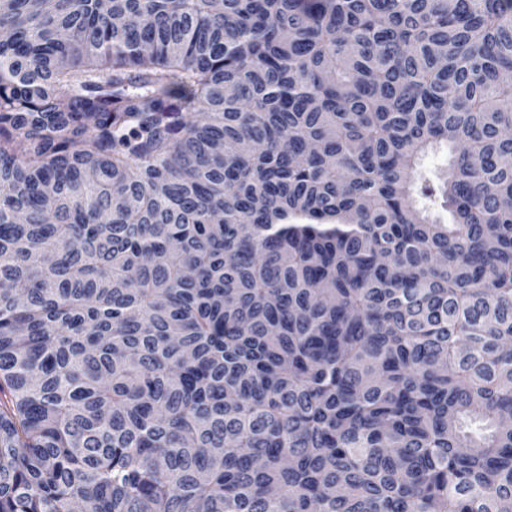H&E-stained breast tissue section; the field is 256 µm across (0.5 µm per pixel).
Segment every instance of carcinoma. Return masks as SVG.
Instances as JSON below:
<instances>
[{"label": "carcinoma", "mask_w": 512, "mask_h": 512, "mask_svg": "<svg viewBox=\"0 0 512 512\" xmlns=\"http://www.w3.org/2000/svg\"><path fill=\"white\" fill-rule=\"evenodd\" d=\"M0 512H512V0H0Z\"/></svg>", "instance_id": "1"}]
</instances>
